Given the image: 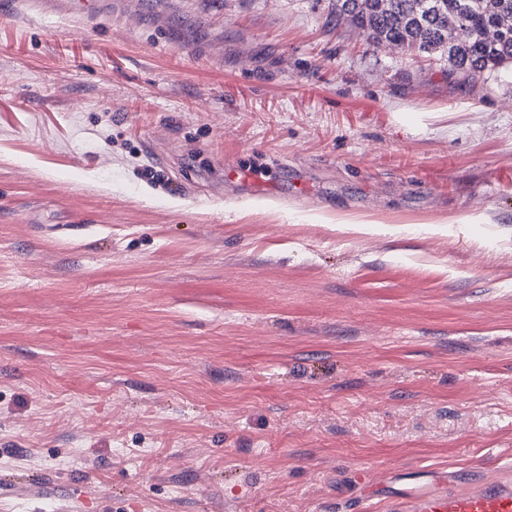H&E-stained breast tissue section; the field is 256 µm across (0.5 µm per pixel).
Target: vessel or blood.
Segmentation results:
<instances>
[{"label": "vessel or blood", "mask_w": 512, "mask_h": 512, "mask_svg": "<svg viewBox=\"0 0 512 512\" xmlns=\"http://www.w3.org/2000/svg\"><path fill=\"white\" fill-rule=\"evenodd\" d=\"M41 12L61 9L67 17H96L103 0H28ZM393 512H512V482L504 479H478L462 488L440 489L416 485L398 495Z\"/></svg>", "instance_id": "obj_1"}]
</instances>
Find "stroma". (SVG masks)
Returning a JSON list of instances; mask_svg holds the SVG:
<instances>
[{"label": "stroma", "instance_id": "stroma-1", "mask_svg": "<svg viewBox=\"0 0 512 512\" xmlns=\"http://www.w3.org/2000/svg\"><path fill=\"white\" fill-rule=\"evenodd\" d=\"M111 3L0 0V512H384L398 475L504 472L512 67L329 0ZM25 3L40 12L50 11L61 6L62 12L60 13L65 14L68 18L96 17L105 5L103 0H28Z\"/></svg>", "mask_w": 512, "mask_h": 512}]
</instances>
